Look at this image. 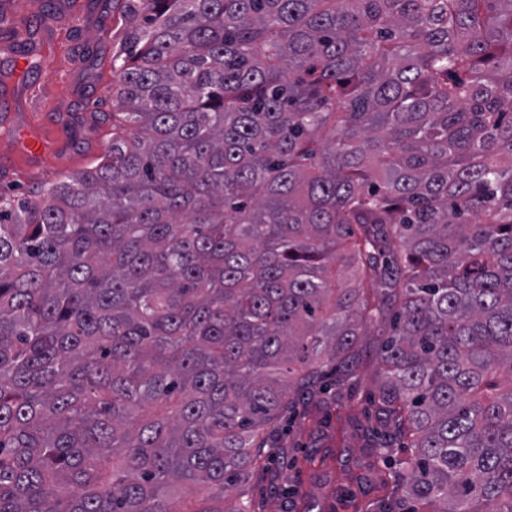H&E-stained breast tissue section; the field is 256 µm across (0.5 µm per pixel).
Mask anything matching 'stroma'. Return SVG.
Returning a JSON list of instances; mask_svg holds the SVG:
<instances>
[{
  "mask_svg": "<svg viewBox=\"0 0 512 512\" xmlns=\"http://www.w3.org/2000/svg\"><path fill=\"white\" fill-rule=\"evenodd\" d=\"M24 32L0 37V192L35 196L64 176L94 166L112 141V56L127 28L112 0H7ZM43 147L25 149V138ZM381 337L345 405H309L295 425V448L255 478L263 512H378L393 474L370 450L381 425L376 377Z\"/></svg>",
  "mask_w": 512,
  "mask_h": 512,
  "instance_id": "obj_1",
  "label": "stroma"
}]
</instances>
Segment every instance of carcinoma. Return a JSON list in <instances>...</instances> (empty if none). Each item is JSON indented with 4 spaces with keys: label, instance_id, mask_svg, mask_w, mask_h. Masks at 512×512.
I'll use <instances>...</instances> for the list:
<instances>
[{
    "label": "carcinoma",
    "instance_id": "obj_1",
    "mask_svg": "<svg viewBox=\"0 0 512 512\" xmlns=\"http://www.w3.org/2000/svg\"><path fill=\"white\" fill-rule=\"evenodd\" d=\"M113 2L112 143L0 196V512H254L391 315L383 512H512V0Z\"/></svg>",
    "mask_w": 512,
    "mask_h": 512
}]
</instances>
